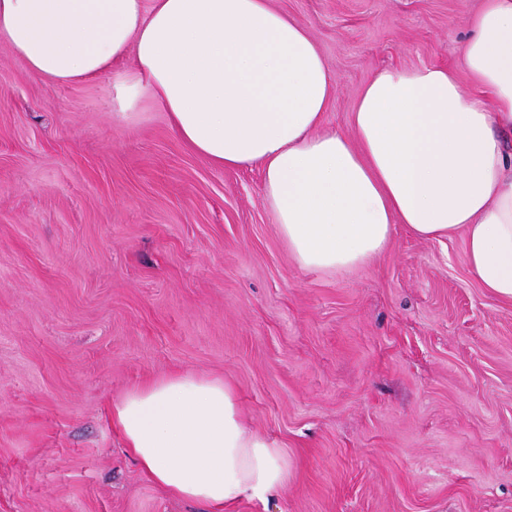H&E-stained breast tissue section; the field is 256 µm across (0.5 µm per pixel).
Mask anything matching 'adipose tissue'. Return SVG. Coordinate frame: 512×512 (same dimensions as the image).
Wrapping results in <instances>:
<instances>
[{"label": "adipose tissue", "instance_id": "obj_1", "mask_svg": "<svg viewBox=\"0 0 512 512\" xmlns=\"http://www.w3.org/2000/svg\"><path fill=\"white\" fill-rule=\"evenodd\" d=\"M462 66L388 68L367 82L352 135L324 118L334 85L308 31L270 0H0V43L56 84L113 74L127 121L166 112L193 152L259 168L261 196L295 262L349 270L395 225L423 239L465 234L482 288L512 301V0H481ZM141 470L206 512L267 503L288 454L248 429L234 389L194 373L129 390L110 411Z\"/></svg>", "mask_w": 512, "mask_h": 512}]
</instances>
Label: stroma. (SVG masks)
<instances>
[{"label":"stroma","mask_w":512,"mask_h":512,"mask_svg":"<svg viewBox=\"0 0 512 512\" xmlns=\"http://www.w3.org/2000/svg\"><path fill=\"white\" fill-rule=\"evenodd\" d=\"M318 44L350 133L386 67L460 71L479 0H272ZM256 169H221L112 78L51 84L0 44V512H204L110 419L177 371L224 378L290 462L234 512H512V302L462 233L395 226L348 271L300 268Z\"/></svg>","instance_id":"obj_1"}]
</instances>
